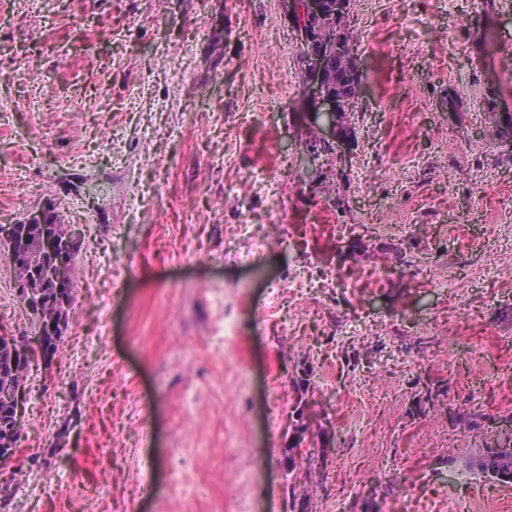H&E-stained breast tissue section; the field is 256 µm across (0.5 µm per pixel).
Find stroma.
Listing matches in <instances>:
<instances>
[{"label":"stroma","mask_w":512,"mask_h":512,"mask_svg":"<svg viewBox=\"0 0 512 512\" xmlns=\"http://www.w3.org/2000/svg\"><path fill=\"white\" fill-rule=\"evenodd\" d=\"M347 168L282 0H0V225L89 214L0 512H512V0H351ZM0 335L35 326L0 266ZM357 394L340 406L337 392ZM468 410L474 424L459 422ZM479 462L483 472L490 477L505 483L512 481V463L510 465L500 463L496 459L492 448L488 449L487 453L483 455Z\"/></svg>","instance_id":"stroma-1"}]
</instances>
